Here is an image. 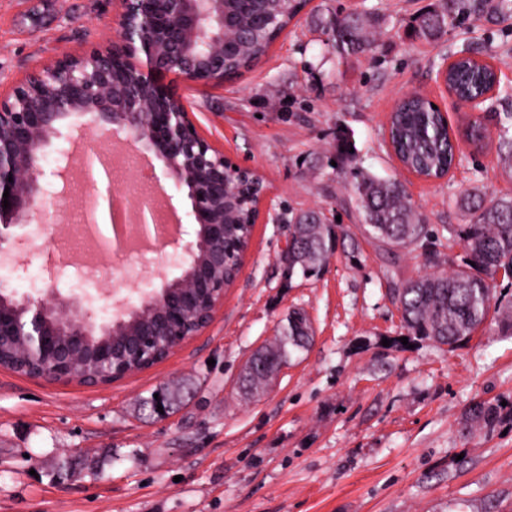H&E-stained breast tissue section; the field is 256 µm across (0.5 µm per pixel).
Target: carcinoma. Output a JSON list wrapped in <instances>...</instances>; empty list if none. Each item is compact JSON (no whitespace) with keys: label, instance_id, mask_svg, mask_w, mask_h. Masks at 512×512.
Listing matches in <instances>:
<instances>
[{"label":"carcinoma","instance_id":"carcinoma-1","mask_svg":"<svg viewBox=\"0 0 512 512\" xmlns=\"http://www.w3.org/2000/svg\"><path fill=\"white\" fill-rule=\"evenodd\" d=\"M306 6V0H288L276 11L273 20L252 35L250 48L229 60L224 72L240 76L252 68L267 52L286 25ZM509 13L507 0H443L441 7L418 15L413 32L425 41L438 39L448 26L470 19L479 22L493 15ZM369 10L341 13L327 11L322 18L329 45L336 56L370 53L374 49ZM496 69L487 63L460 52L448 67V86L456 98L467 102L497 85ZM491 118L499 127L498 158L503 170L512 178V111L493 112ZM390 140L396 155L407 166L427 177L449 172L453 162L452 138L441 112L432 108L426 98L400 102L390 117ZM349 137L336 136V161L350 167L353 181L351 192L363 231L383 243L389 252L411 246H427L424 257L428 265L439 264L434 248L435 234L417 211L404 186L398 181L375 177L355 166V154ZM251 187L224 199V213L229 223L224 225V282L230 284L237 275L240 254L247 244L250 207L244 200ZM455 205L469 216L459 225L455 236L462 244L465 257L450 271L432 272L388 289L400 306L403 326L411 336L428 339L449 348L460 346L487 323L491 301L495 297L497 275L512 280V197L486 198L468 192L455 199ZM293 238L288 255V277L296 274L309 279L323 272L328 258L339 242L356 244L354 233L347 226L332 222L323 211L311 209L291 218ZM312 329L306 314L294 310L281 327L277 342L258 353L247 363L242 384L256 390L287 362L293 353L310 346ZM6 365L24 372L30 364L18 343L3 346ZM158 398L146 399L150 409L160 404L169 411L181 398V391L168 385L156 390ZM501 418L500 407L476 403L469 410L466 423L492 428Z\"/></svg>","mask_w":512,"mask_h":512}]
</instances>
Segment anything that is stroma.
<instances>
[{
    "label": "stroma",
    "mask_w": 512,
    "mask_h": 512,
    "mask_svg": "<svg viewBox=\"0 0 512 512\" xmlns=\"http://www.w3.org/2000/svg\"><path fill=\"white\" fill-rule=\"evenodd\" d=\"M438 0H310L253 70L228 84L180 86L197 129L257 171L266 207L321 208L356 227L346 170L334 168L338 132L364 171L400 181L461 260L452 233L467 223L453 201L478 190L512 195L498 129L467 137L473 115L437 83L446 56L469 44L500 59L512 16L411 32ZM376 11L373 53L337 59L319 25L326 8ZM113 0H0V89L66 54L112 42ZM416 92L448 117L460 162L433 181L404 169L385 130L397 101ZM320 277L285 279L281 227L255 224L242 269L213 324L150 368L102 387L60 386L0 367V512H512V338L477 331L456 349L407 336L390 278L428 272L421 250L388 254L355 234ZM43 253L0 265L20 293L77 292L76 277L39 280ZM103 289L133 293L148 275L136 258L108 261ZM314 338L256 394L240 388L253 353L275 342L289 311ZM184 390L163 417L141 398L159 384ZM499 405L492 429H466L476 402Z\"/></svg>",
    "instance_id": "obj_1"
}]
</instances>
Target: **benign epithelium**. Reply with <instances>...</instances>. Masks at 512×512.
<instances>
[{"label":"benign epithelium","mask_w":512,"mask_h":512,"mask_svg":"<svg viewBox=\"0 0 512 512\" xmlns=\"http://www.w3.org/2000/svg\"><path fill=\"white\" fill-rule=\"evenodd\" d=\"M118 28L112 44L65 55L32 71L0 93V262L5 264L35 243L17 227L54 220L46 200V175L62 178L72 160L74 138H88V166L99 143L120 139L162 163V176L184 194L193 232L176 233L172 260L181 276L162 278L143 289L138 301L111 292L95 306L87 293L63 296L0 290V337L23 336L24 353L50 356L54 364L29 376L69 384L92 372L115 382L169 356L201 334L224 307V195L236 191L235 176L254 170L232 161L195 129L174 82L209 86L225 81L224 55L245 48L225 31L242 30L264 19H244L224 0H115ZM13 181H8V178ZM89 224L110 251L113 238L102 231L97 212L112 209L113 183L98 176ZM8 198H3L4 192ZM10 206L3 208L4 201ZM48 253L45 272L53 280L62 259L52 255L55 239L40 233ZM107 338L90 345L97 331Z\"/></svg>","instance_id":"obj_1"}]
</instances>
